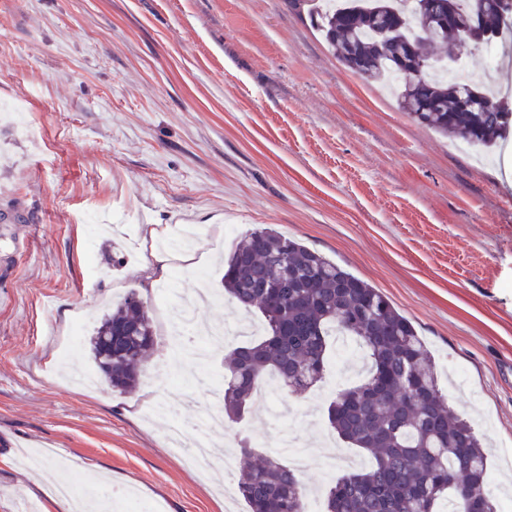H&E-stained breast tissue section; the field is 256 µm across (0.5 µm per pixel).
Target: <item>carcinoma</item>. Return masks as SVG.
I'll return each mask as SVG.
<instances>
[{
  "label": "carcinoma",
  "mask_w": 512,
  "mask_h": 512,
  "mask_svg": "<svg viewBox=\"0 0 512 512\" xmlns=\"http://www.w3.org/2000/svg\"><path fill=\"white\" fill-rule=\"evenodd\" d=\"M288 0L333 55L374 82L394 78L396 103L419 123L454 140L491 149L512 133V112L491 90L438 74L432 51L454 60L477 18L512 38V0ZM410 18L427 31L413 40ZM224 290L235 309L259 312L264 338L224 358V416L250 413L258 382L270 376L302 393L324 379L329 337H358L370 373L339 390L326 408L329 426L372 453L369 468L343 473L326 492V512H496L486 491L487 453L474 428L449 407L431 352L414 325L377 288L323 253L266 226L246 232L224 261ZM155 343L149 307L136 291L93 332L92 354L112 387L137 388ZM239 492L249 512H305L302 478L275 456L245 443ZM479 492L466 502L458 485Z\"/></svg>",
  "instance_id": "1"
}]
</instances>
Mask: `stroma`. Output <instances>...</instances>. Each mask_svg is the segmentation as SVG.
<instances>
[{"label": "stroma", "instance_id": "35a3bbf8", "mask_svg": "<svg viewBox=\"0 0 512 512\" xmlns=\"http://www.w3.org/2000/svg\"><path fill=\"white\" fill-rule=\"evenodd\" d=\"M0 210L25 216L0 239V512L12 491L35 512L47 497L11 447L54 449L52 479H113L138 512H248L238 470L202 472L165 439L220 404L227 345L186 369L166 309L158 239L141 227H199L215 303L196 324L241 331L224 297L221 257L266 224L379 288L434 351L449 405L491 458L492 488L512 489V142L497 162L398 110L379 84L347 70L286 0H0ZM142 293L156 338L139 387L85 389L60 368L73 326L78 356L113 304ZM210 437H249L287 460L277 428L304 445L320 482L343 446L316 390L278 395ZM346 447V446H343ZM348 453L370 464L355 446Z\"/></svg>", "mask_w": 512, "mask_h": 512}]
</instances>
